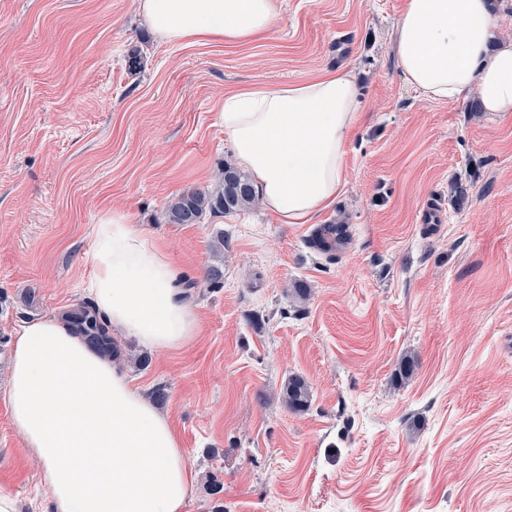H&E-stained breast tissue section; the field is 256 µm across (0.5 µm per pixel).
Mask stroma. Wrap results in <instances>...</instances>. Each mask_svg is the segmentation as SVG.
Returning a JSON list of instances; mask_svg holds the SVG:
<instances>
[{"mask_svg": "<svg viewBox=\"0 0 512 512\" xmlns=\"http://www.w3.org/2000/svg\"><path fill=\"white\" fill-rule=\"evenodd\" d=\"M403 2L277 0L263 37L176 45L136 0H0V343L87 302L104 214L161 240L198 332L167 352L124 339L122 364L146 398L166 393L195 475L185 512H512V114L406 84ZM341 68L365 121L317 224L349 225L345 243L321 252L317 224L260 202L167 223L170 199L234 159L218 98ZM432 198L445 223H422ZM8 369L0 488L18 512H53L11 425ZM295 374L304 412L283 400ZM284 399L288 407L295 411L305 410L311 402V392L306 380L301 376H292L284 387Z\"/></svg>", "mask_w": 512, "mask_h": 512, "instance_id": "1", "label": "stroma"}]
</instances>
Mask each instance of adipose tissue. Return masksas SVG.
Returning a JSON list of instances; mask_svg holds the SVG:
<instances>
[{"mask_svg":"<svg viewBox=\"0 0 512 512\" xmlns=\"http://www.w3.org/2000/svg\"><path fill=\"white\" fill-rule=\"evenodd\" d=\"M172 44L246 42L278 22L275 0H137ZM397 65L434 101L476 94L486 112L512 113V38L490 0H404ZM215 109L237 163L283 224H307L343 188L346 146L361 126L353 77L326 70L278 86H250ZM88 292L122 335L157 351L198 331L180 273L157 240L125 213L93 225ZM5 400L14 429L41 463L54 512H184L194 477L170 420L137 393L121 363L64 316L13 331Z\"/></svg>","mask_w":512,"mask_h":512,"instance_id":"adipose-tissue-1","label":"adipose tissue"}]
</instances>
